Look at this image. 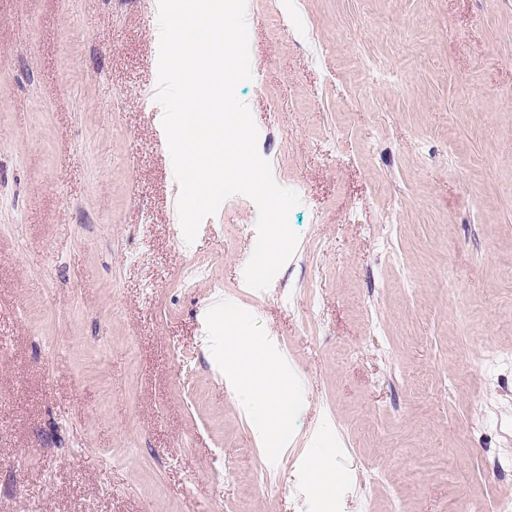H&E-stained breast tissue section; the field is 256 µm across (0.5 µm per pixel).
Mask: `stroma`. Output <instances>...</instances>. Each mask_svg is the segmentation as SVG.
Returning a JSON list of instances; mask_svg holds the SVG:
<instances>
[{
  "instance_id": "stroma-1",
  "label": "stroma",
  "mask_w": 512,
  "mask_h": 512,
  "mask_svg": "<svg viewBox=\"0 0 512 512\" xmlns=\"http://www.w3.org/2000/svg\"><path fill=\"white\" fill-rule=\"evenodd\" d=\"M238 85L299 236L186 243L158 0H0V512H502L512 0H247ZM272 339L288 451L224 377ZM321 456L337 483L308 465Z\"/></svg>"
}]
</instances>
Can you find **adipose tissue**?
<instances>
[{
    "label": "adipose tissue",
    "instance_id": "adipose-tissue-1",
    "mask_svg": "<svg viewBox=\"0 0 512 512\" xmlns=\"http://www.w3.org/2000/svg\"><path fill=\"white\" fill-rule=\"evenodd\" d=\"M265 347L236 328L224 337V360L236 376L242 392L251 398L245 414L255 416L265 430L275 433L280 447H291L293 441L279 425L278 416L266 413V404L290 405L291 398L281 378L285 367L264 356Z\"/></svg>",
    "mask_w": 512,
    "mask_h": 512
}]
</instances>
